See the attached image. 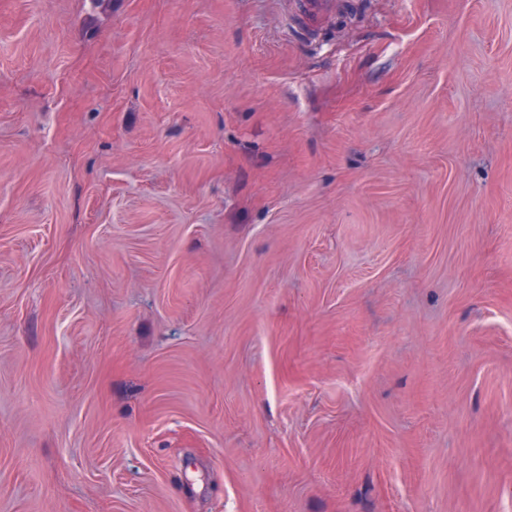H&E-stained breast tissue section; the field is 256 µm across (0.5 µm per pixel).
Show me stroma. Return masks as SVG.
<instances>
[{"label":"stroma","instance_id":"obj_1","mask_svg":"<svg viewBox=\"0 0 512 512\" xmlns=\"http://www.w3.org/2000/svg\"><path fill=\"white\" fill-rule=\"evenodd\" d=\"M0 512H512V0H0Z\"/></svg>","mask_w":512,"mask_h":512}]
</instances>
